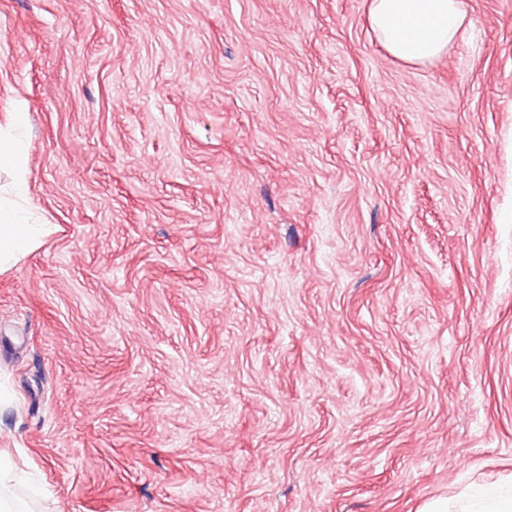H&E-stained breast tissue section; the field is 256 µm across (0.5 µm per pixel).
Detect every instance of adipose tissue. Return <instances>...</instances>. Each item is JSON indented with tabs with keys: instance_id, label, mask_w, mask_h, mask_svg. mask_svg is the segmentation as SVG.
<instances>
[{
	"instance_id": "1",
	"label": "adipose tissue",
	"mask_w": 512,
	"mask_h": 512,
	"mask_svg": "<svg viewBox=\"0 0 512 512\" xmlns=\"http://www.w3.org/2000/svg\"><path fill=\"white\" fill-rule=\"evenodd\" d=\"M467 15L465 0H369L368 22L389 55L410 64L440 57L457 38ZM26 115L12 113L7 129H0V168L13 174L0 196V269L34 247L47 231L38 223L26 197V143L20 135Z\"/></svg>"
}]
</instances>
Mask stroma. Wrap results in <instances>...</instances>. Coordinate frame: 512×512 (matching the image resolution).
I'll return each mask as SVG.
<instances>
[{
  "label": "stroma",
  "instance_id": "stroma-1",
  "mask_svg": "<svg viewBox=\"0 0 512 512\" xmlns=\"http://www.w3.org/2000/svg\"><path fill=\"white\" fill-rule=\"evenodd\" d=\"M0 0L53 231L0 272L36 512H461L512 486V0ZM466 15L465 0H369L367 19L391 57L425 64L460 35Z\"/></svg>",
  "mask_w": 512,
  "mask_h": 512
}]
</instances>
